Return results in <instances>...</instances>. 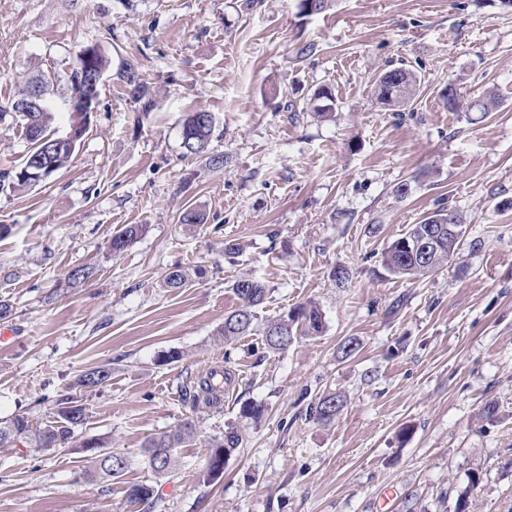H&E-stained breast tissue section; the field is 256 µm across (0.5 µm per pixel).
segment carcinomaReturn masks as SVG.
Returning a JSON list of instances; mask_svg holds the SVG:
<instances>
[{
  "label": "carcinoma",
  "instance_id": "cac0c4a2",
  "mask_svg": "<svg viewBox=\"0 0 512 512\" xmlns=\"http://www.w3.org/2000/svg\"><path fill=\"white\" fill-rule=\"evenodd\" d=\"M121 77L132 98L141 104L142 110L151 111L156 104L155 92L141 78L139 63L126 60L122 64ZM56 85L65 89L66 102L70 103L76 96H99V85L90 82L88 74L77 72L73 65L59 70L55 67L43 71L30 79L25 89L20 91L7 106H0V120L12 114L21 120L23 136L29 148L23 162L0 177L9 180V186L25 189L33 185L29 176L32 168L41 164L45 146L40 140L51 134L49 122L51 114L46 105V95ZM417 76L405 68H395L381 74L376 81L375 93L381 103L393 107H405L417 92ZM40 92L39 105L33 106L28 112H18L14 105L29 98L32 90ZM448 99L453 104L448 110L457 112L466 109L469 112H489L497 105L494 95L465 102L456 89L448 88ZM216 129L215 117L207 110H196L186 115L181 130L182 156L200 157L209 151ZM73 149L64 142L53 146L50 162L56 168H63L71 159ZM141 227L131 225L116 233L109 244L114 253L123 251L140 232ZM434 235L443 237L438 252L433 255L430 263L423 264L410 255L405 243L426 239ZM464 235V217L456 209L446 214L439 210L424 218L420 223L412 225L402 237L394 240L383 256V266L393 275L425 278L439 270L448 259L459 251ZM233 291L241 301L240 306L224 317V326L218 335L226 343H232L242 336H249L254 331L253 308L262 304L268 294L267 285L255 277H242L234 282ZM324 316L321 309L314 303L300 304L290 308L278 317L268 321L263 329L262 341L267 349L275 352L290 346L297 333L316 335L323 331ZM111 368L95 367L83 372L77 379V385L84 388L100 389L111 379ZM232 380L231 373L217 367L201 376L192 386V406L205 405L210 407L219 402L224 385ZM346 403L345 396L338 393H327L319 397L310 408L311 414L317 419L328 422L340 413ZM86 416V407L80 401L63 395L55 401L54 421L40 428L30 423L25 415H17L10 421L0 425V445L5 443H27L41 448H65L73 439L74 428L80 425ZM197 436L196 423L185 420L172 433H164L147 440L141 450L149 467L157 476H166L176 469L180 463L178 449L194 442ZM241 444V437L235 430L224 432V436L213 440L212 453L207 463L208 479L220 477L224 472L225 459ZM106 441L91 438L82 443L83 452L89 461V476L109 482L121 478L130 465L129 456L117 451H103ZM129 500L141 504L148 509L159 505L160 497L150 486L135 484L127 490Z\"/></svg>",
  "mask_w": 512,
  "mask_h": 512
}]
</instances>
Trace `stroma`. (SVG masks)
Segmentation results:
<instances>
[{
  "instance_id": "stroma-1",
  "label": "stroma",
  "mask_w": 512,
  "mask_h": 512,
  "mask_svg": "<svg viewBox=\"0 0 512 512\" xmlns=\"http://www.w3.org/2000/svg\"><path fill=\"white\" fill-rule=\"evenodd\" d=\"M109 61L97 110L70 162L22 192L0 189V421L53 419L58 395L87 415L76 446H0V512H512V8L501 0H0V105L89 41ZM312 53L301 54L305 45ZM137 60L158 90L150 113L119 71ZM406 67L420 89L404 108L374 95ZM329 88L334 117L314 93ZM493 92L489 113L452 112L448 91ZM216 119L211 151L182 155L181 123ZM407 184L399 196L396 188ZM465 218L461 250L435 274L387 273L385 249L445 207ZM204 216L183 224L185 208ZM120 253L109 243L128 225ZM242 243L228 257L224 243ZM89 266L84 282L70 272ZM188 286L168 288L173 267ZM350 272L336 287L335 269ZM263 280L256 334L224 344L235 280ZM316 302L324 328L282 352L261 327ZM357 338L356 353L341 346ZM179 361L166 364L168 351ZM112 369L106 387H77ZM229 369L218 405L193 409L191 380ZM345 395L330 422L310 417ZM262 407L259 418L243 415ZM194 418L174 475L140 454ZM242 438L217 481L211 442ZM128 453L124 477L85 473L81 440ZM479 472V485L469 476ZM346 403L345 396L338 393H327L319 397L310 408L311 414L320 421L328 422L336 418Z\"/></svg>"
}]
</instances>
